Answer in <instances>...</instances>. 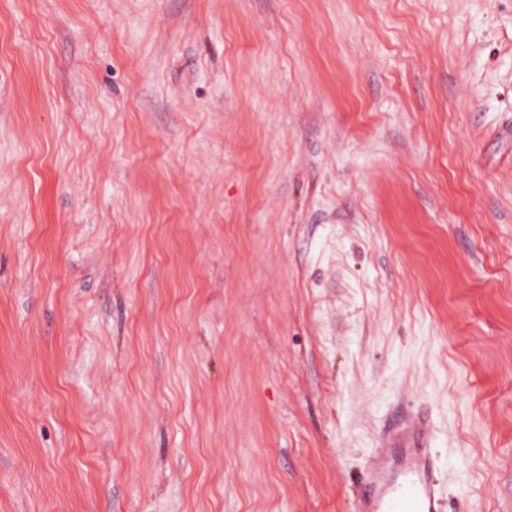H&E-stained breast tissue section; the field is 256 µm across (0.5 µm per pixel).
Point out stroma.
Returning a JSON list of instances; mask_svg holds the SVG:
<instances>
[{"label": "stroma", "instance_id": "stroma-1", "mask_svg": "<svg viewBox=\"0 0 512 512\" xmlns=\"http://www.w3.org/2000/svg\"><path fill=\"white\" fill-rule=\"evenodd\" d=\"M401 407L512 512V0H0V512H350Z\"/></svg>", "mask_w": 512, "mask_h": 512}]
</instances>
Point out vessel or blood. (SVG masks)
<instances>
[{
  "instance_id": "b4317fda",
  "label": "vessel or blood",
  "mask_w": 512,
  "mask_h": 512,
  "mask_svg": "<svg viewBox=\"0 0 512 512\" xmlns=\"http://www.w3.org/2000/svg\"><path fill=\"white\" fill-rule=\"evenodd\" d=\"M352 512H443L438 456L419 421L402 417L384 430Z\"/></svg>"
}]
</instances>
